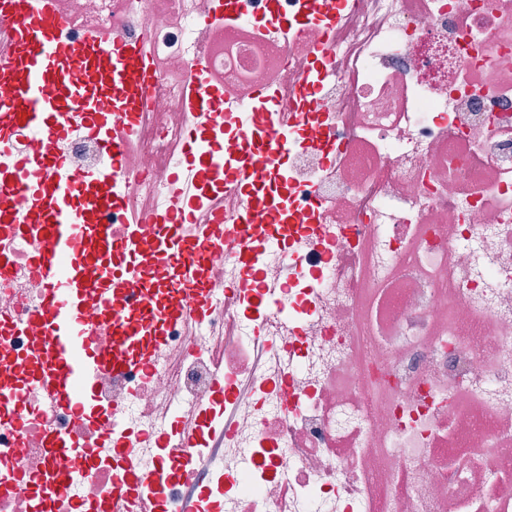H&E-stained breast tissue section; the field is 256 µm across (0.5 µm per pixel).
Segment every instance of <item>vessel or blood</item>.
I'll return each mask as SVG.
<instances>
[{"mask_svg": "<svg viewBox=\"0 0 512 512\" xmlns=\"http://www.w3.org/2000/svg\"><path fill=\"white\" fill-rule=\"evenodd\" d=\"M0 19L11 24L12 51L0 70L13 76L0 94V270L14 260L21 242L36 271L42 304L30 321L0 329L4 336H30L29 376L49 406L74 407L75 385L89 372L122 379L145 374L162 341L164 320H196L204 304L193 285H219L224 268V213L214 200L225 189L256 187L281 167L288 154V127L296 115L279 103L262 104L241 123L234 140L224 134L226 117L212 103L223 84L206 65L187 74L188 111L198 123L182 146L193 184L181 189L169 211L135 223L101 216L120 207L136 181L131 115L159 72L139 44L112 30L91 31L80 43L63 37L74 17L57 0H0ZM95 139L110 160L106 172L71 169L57 144L73 130ZM165 263L169 283L189 287L171 309L152 305L146 289L133 288L143 259ZM107 333L112 346L93 362L81 353L89 336ZM210 417L187 410L176 438L216 431ZM43 492L59 495L74 474L79 441L49 433ZM115 476L120 486L112 512L139 503L153 512L157 499L142 495L134 477L142 464L129 449ZM183 512H222L209 484L198 483Z\"/></svg>", "mask_w": 512, "mask_h": 512, "instance_id": "1", "label": "vessel or blood"}]
</instances>
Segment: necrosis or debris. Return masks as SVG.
I'll use <instances>...</instances> for the list:
<instances>
[{
	"instance_id": "necrosis-or-debris-1",
	"label": "necrosis or debris",
	"mask_w": 512,
	"mask_h": 512,
	"mask_svg": "<svg viewBox=\"0 0 512 512\" xmlns=\"http://www.w3.org/2000/svg\"><path fill=\"white\" fill-rule=\"evenodd\" d=\"M353 2L280 0L304 19L286 33L248 0L218 36L210 0H83L84 26L162 63L137 114L131 216L178 192L188 67L222 70L225 111L269 89L302 114L290 220L259 227L279 248L225 251L226 288L193 335L169 325L148 376L99 377L92 410L120 407V438L149 462L171 413L210 407L223 377V512H512V0ZM270 200L224 196L225 235ZM245 282L281 286L285 306L261 308ZM41 301L29 259L0 273L11 322ZM19 400L0 441L23 480L0 512H112L101 478L39 499L41 398Z\"/></svg>"
}]
</instances>
